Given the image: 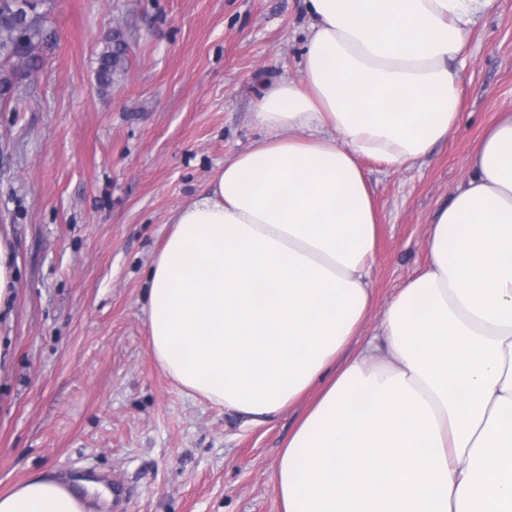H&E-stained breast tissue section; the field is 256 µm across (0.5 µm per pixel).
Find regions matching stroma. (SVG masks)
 Returning <instances> with one entry per match:
<instances>
[{"mask_svg":"<svg viewBox=\"0 0 512 512\" xmlns=\"http://www.w3.org/2000/svg\"><path fill=\"white\" fill-rule=\"evenodd\" d=\"M58 35L0 104V233L19 263L0 319V493L36 475L118 481L89 512H281L271 480L301 407L245 428L149 353L143 284L178 209L263 135L264 83L300 76L304 0H44ZM112 57V77L99 75ZM459 119L414 164L363 160L380 217L374 335L429 259L435 209L512 110V0L463 53Z\"/></svg>","mask_w":512,"mask_h":512,"instance_id":"stroma-1","label":"stroma"}]
</instances>
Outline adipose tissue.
I'll use <instances>...</instances> for the list:
<instances>
[{"instance_id":"adipose-tissue-1","label":"adipose tissue","mask_w":512,"mask_h":512,"mask_svg":"<svg viewBox=\"0 0 512 512\" xmlns=\"http://www.w3.org/2000/svg\"><path fill=\"white\" fill-rule=\"evenodd\" d=\"M498 0H305L301 81L263 89L264 136L178 210L145 281L149 352L189 395L261 425L306 409L273 474L282 512H512V114L434 212L429 262L377 334L378 217L361 166L456 125L452 67ZM0 512H87L32 477Z\"/></svg>"}]
</instances>
